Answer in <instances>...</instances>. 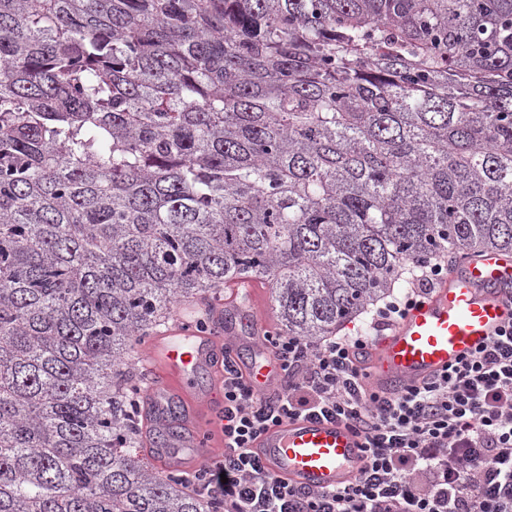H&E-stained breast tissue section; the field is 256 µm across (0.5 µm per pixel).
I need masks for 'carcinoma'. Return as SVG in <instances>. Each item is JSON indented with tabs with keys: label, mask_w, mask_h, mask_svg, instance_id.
Here are the masks:
<instances>
[{
	"label": "carcinoma",
	"mask_w": 512,
	"mask_h": 512,
	"mask_svg": "<svg viewBox=\"0 0 512 512\" xmlns=\"http://www.w3.org/2000/svg\"><path fill=\"white\" fill-rule=\"evenodd\" d=\"M512 254V0H0V512H220L136 346L267 284L318 342Z\"/></svg>",
	"instance_id": "obj_1"
}]
</instances>
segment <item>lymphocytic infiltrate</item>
I'll return each mask as SVG.
<instances>
[{"mask_svg": "<svg viewBox=\"0 0 512 512\" xmlns=\"http://www.w3.org/2000/svg\"><path fill=\"white\" fill-rule=\"evenodd\" d=\"M445 271L418 265L406 291L376 311L374 331L391 329ZM263 340L281 367L268 392L224 356V453L199 470L224 512H512V323L447 373L391 395L368 384L372 337L315 343L267 331ZM299 418L338 421L360 438L352 482L312 490L265 468L254 442Z\"/></svg>", "mask_w": 512, "mask_h": 512, "instance_id": "lymphocytic-infiltrate-1", "label": "lymphocytic infiltrate"}]
</instances>
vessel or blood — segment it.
<instances>
[{
    "instance_id": "b4317fda",
    "label": "vessel or blood",
    "mask_w": 512,
    "mask_h": 512,
    "mask_svg": "<svg viewBox=\"0 0 512 512\" xmlns=\"http://www.w3.org/2000/svg\"><path fill=\"white\" fill-rule=\"evenodd\" d=\"M512 257L496 252L461 262L411 308L376 344L369 380L398 392L447 370L489 343L512 320ZM222 334L199 335L175 326L155 337L149 359L160 373L147 396L149 434H161L146 454L158 469L183 470L209 460L222 445L223 404H206L196 381L222 368L225 343L248 344L246 371L255 389L266 390L278 367L265 355L259 322L242 307L225 310ZM359 439L346 426L304 419L268 429L256 448L273 473L315 489L330 490L360 466Z\"/></svg>"
}]
</instances>
